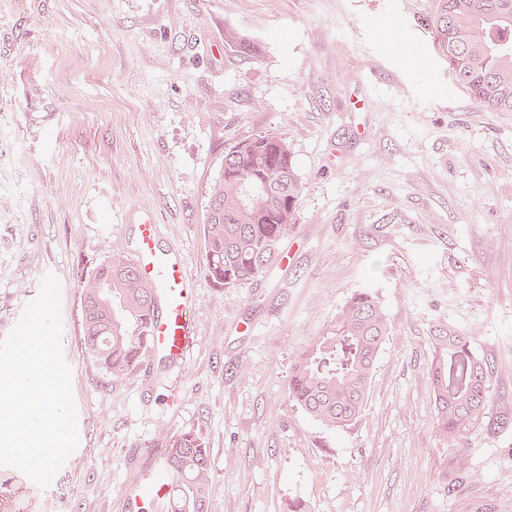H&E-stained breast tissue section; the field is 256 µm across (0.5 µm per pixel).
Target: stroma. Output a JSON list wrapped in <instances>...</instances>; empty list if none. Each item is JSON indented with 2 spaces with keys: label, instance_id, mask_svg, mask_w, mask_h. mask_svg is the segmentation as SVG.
<instances>
[{
  "label": "stroma",
  "instance_id": "stroma-1",
  "mask_svg": "<svg viewBox=\"0 0 512 512\" xmlns=\"http://www.w3.org/2000/svg\"><path fill=\"white\" fill-rule=\"evenodd\" d=\"M434 2L0 0V340L54 274L79 429L47 488L11 470L0 512H125L163 428L204 437L211 512H512V425L452 445L435 424L439 325L474 333L512 409V113L449 78L422 23ZM268 130L302 182L294 258L223 288L209 190L225 152ZM141 210L197 283L199 342L114 381L81 348L80 284L131 248ZM365 288L391 331L361 417L333 430L288 381Z\"/></svg>",
  "mask_w": 512,
  "mask_h": 512
}]
</instances>
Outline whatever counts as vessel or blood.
I'll list each match as a JSON object with an SVG mask.
<instances>
[{
    "label": "vessel or blood",
    "mask_w": 512,
    "mask_h": 512,
    "mask_svg": "<svg viewBox=\"0 0 512 512\" xmlns=\"http://www.w3.org/2000/svg\"><path fill=\"white\" fill-rule=\"evenodd\" d=\"M159 222L155 214L143 213L135 223L132 260L141 276L155 289V308L149 320V355L185 362L197 338L192 327L194 284L176 251L158 244ZM127 512H142L152 502L155 512H170V481L154 472L148 484L133 483L123 490Z\"/></svg>",
    "instance_id": "vessel-or-blood-1"
}]
</instances>
